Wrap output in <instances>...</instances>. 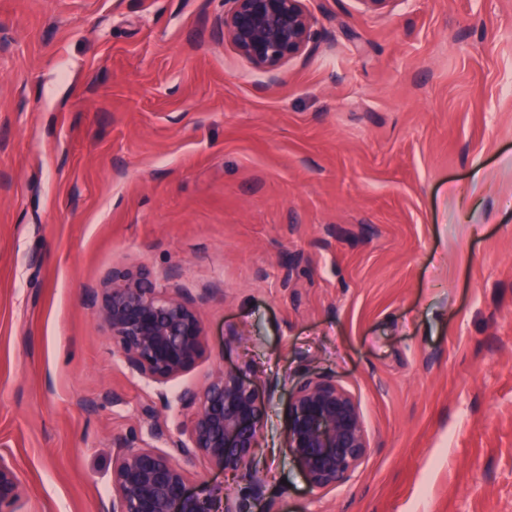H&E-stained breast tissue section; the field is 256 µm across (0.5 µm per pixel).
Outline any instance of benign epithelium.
Returning <instances> with one entry per match:
<instances>
[{
  "instance_id": "7a95c632",
  "label": "benign epithelium",
  "mask_w": 512,
  "mask_h": 512,
  "mask_svg": "<svg viewBox=\"0 0 512 512\" xmlns=\"http://www.w3.org/2000/svg\"><path fill=\"white\" fill-rule=\"evenodd\" d=\"M305 0H224V37L254 67L277 71L313 39ZM93 305L117 344L129 373L153 386L157 400L143 405L137 424L112 447V501L106 512H208L191 493L178 458L203 457L225 471L257 479L255 449L266 406L238 371L219 369L198 392L178 402L194 409L188 430L174 436L161 421L168 386L204 353L205 335L186 288L159 286L146 270L114 271ZM369 437L359 402L331 380L308 378L288 404L285 452L311 486L330 489L363 463ZM21 483L0 456V512H22Z\"/></svg>"
}]
</instances>
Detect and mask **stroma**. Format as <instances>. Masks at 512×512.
<instances>
[{
    "label": "stroma",
    "instance_id": "obj_1",
    "mask_svg": "<svg viewBox=\"0 0 512 512\" xmlns=\"http://www.w3.org/2000/svg\"><path fill=\"white\" fill-rule=\"evenodd\" d=\"M276 74L224 0H0V455L26 512H101L152 387L88 302L115 270L190 289L202 358L266 405L245 512H512V0H307ZM370 448L309 485L283 449L305 379Z\"/></svg>",
    "mask_w": 512,
    "mask_h": 512
}]
</instances>
